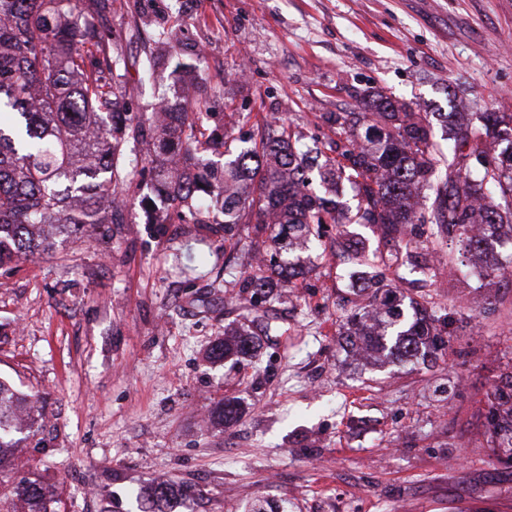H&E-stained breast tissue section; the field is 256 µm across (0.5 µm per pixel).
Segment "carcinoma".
Here are the masks:
<instances>
[{
	"label": "carcinoma",
	"mask_w": 512,
	"mask_h": 512,
	"mask_svg": "<svg viewBox=\"0 0 512 512\" xmlns=\"http://www.w3.org/2000/svg\"><path fill=\"white\" fill-rule=\"evenodd\" d=\"M112 0H0V265L18 255L39 257L55 247V239L87 224H123L124 196L135 175L157 191L165 218L151 224H249L268 234L278 259L257 265L244 277L252 301L274 300L273 289L291 279L306 261L296 253L320 240L324 224H375L389 241L400 226L414 223V199L421 190L434 195L420 221L432 235L452 236L464 247L467 262L484 261L485 277L512 279V258L487 261L490 247L504 227L512 228V208L500 212L486 202L497 194L512 203V117L482 115L485 134L459 127L449 160L442 159L426 112H417L377 91L363 112L322 116L339 136L328 142L334 156L304 148L301 137L283 121L255 125L242 145L219 136L198 103L162 117L163 102L150 115L126 111L128 63L102 28ZM223 148L222 162L213 159ZM445 173L438 174L441 163ZM317 172L325 195L311 192ZM348 184L363 193L364 204L351 212L335 200ZM223 220H218V217ZM361 273L362 285L382 294L372 306L347 320L345 343L385 354L393 361L435 362L448 342L439 337L438 318L412 302L411 316L394 305L392 291L377 284L382 257L361 240L342 243ZM264 334L285 333L270 322ZM257 331V332H259ZM257 332L224 331L210 355L223 360L247 354ZM498 406L512 404V375L495 387ZM30 401L0 380V469L9 462V436L19 413ZM494 451L512 459V419L490 416ZM173 488L158 484L144 512H165ZM19 506L0 500V512H58L50 491L31 481L17 485Z\"/></svg>",
	"instance_id": "cac0c4a2"
}]
</instances>
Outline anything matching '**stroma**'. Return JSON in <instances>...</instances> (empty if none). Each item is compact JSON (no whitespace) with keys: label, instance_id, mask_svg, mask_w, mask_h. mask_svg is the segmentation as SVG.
<instances>
[{"label":"stroma","instance_id":"obj_1","mask_svg":"<svg viewBox=\"0 0 512 512\" xmlns=\"http://www.w3.org/2000/svg\"><path fill=\"white\" fill-rule=\"evenodd\" d=\"M104 17L128 62L159 59L153 83L127 78L130 111L174 96V59L156 30L175 25L202 55L191 100L247 138L285 121L327 144L322 116L356 112L379 90L420 112L450 107L512 115V0H121ZM149 187L130 193L112 241L99 228L59 237L53 252L0 267V379L36 396L0 492L51 486L60 512H142L159 483L188 486L168 512H243L268 500L289 512H512V463L488 446L486 394L512 372V287H489L457 242H386L351 230L383 256L405 295L447 315L432 367L359 362L340 336L365 305L336 227L323 256L282 283L288 329L254 355L213 360L210 345L243 324L250 291L225 275L273 249L254 225L233 240L207 224H151ZM451 277L434 283L414 254ZM492 296L493 310L470 308ZM238 418L222 423L224 402Z\"/></svg>","mask_w":512,"mask_h":512}]
</instances>
